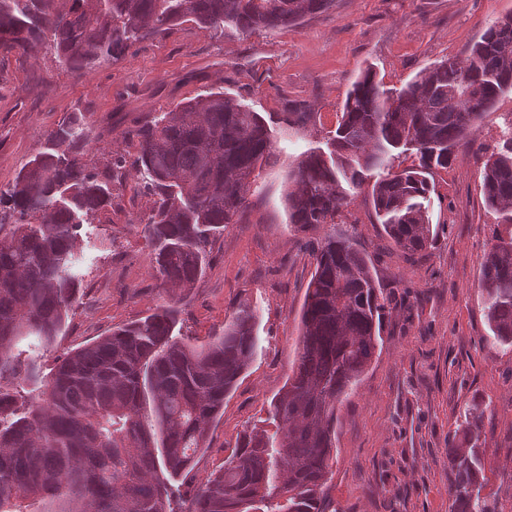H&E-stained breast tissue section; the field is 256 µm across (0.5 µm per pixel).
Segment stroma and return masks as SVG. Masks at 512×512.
Returning a JSON list of instances; mask_svg holds the SVG:
<instances>
[{
    "instance_id": "obj_1",
    "label": "stroma",
    "mask_w": 512,
    "mask_h": 512,
    "mask_svg": "<svg viewBox=\"0 0 512 512\" xmlns=\"http://www.w3.org/2000/svg\"><path fill=\"white\" fill-rule=\"evenodd\" d=\"M507 14L512 0H334L285 29H228L215 39L187 23L135 42L90 72L62 69L49 50L35 58L0 54L2 190L78 109L91 115L89 158L100 168L134 152L124 132L147 113L169 111L211 88L264 117L310 115L278 139V164L263 168L249 210L225 229L204 276L179 304L184 331L198 344L219 335L240 304L258 314L255 355L210 427L209 447L185 479L188 491L223 466L247 425L266 418L296 368L300 311L314 270L305 244L319 232L288 222V169L335 129L345 93L366 66L386 87H401L431 62L464 55ZM479 167L476 154L464 151L435 175L428 206L440 232L415 256L384 233L368 194L343 213L340 229L371 258L391 311L382 345L337 412L336 461L324 489L336 512H448V436L468 404L485 409L484 492L497 498L500 512H512V350L486 341L479 277L495 219L484 205ZM149 206L132 176L115 188L111 223L82 225L83 293L45 367L167 301L152 276L150 251L131 227Z\"/></svg>"
}]
</instances>
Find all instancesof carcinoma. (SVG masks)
Returning <instances> with one entry per match:
<instances>
[{
	"label": "carcinoma",
	"instance_id": "obj_1",
	"mask_svg": "<svg viewBox=\"0 0 512 512\" xmlns=\"http://www.w3.org/2000/svg\"><path fill=\"white\" fill-rule=\"evenodd\" d=\"M332 0H0V51L39 54L90 70L133 43L185 22L224 36L296 25ZM512 92V16L495 18L464 57L445 56L400 89L367 68L347 92L326 147L289 171L290 223L334 224L369 178L386 235L415 255L433 244L429 176L460 151L483 157L482 192L498 216L480 270L491 344L512 349V118L493 149L474 133ZM90 113L72 112L0 190V512H174L184 477L207 448L210 424L251 362L256 313L241 304L224 332L197 346L175 334L178 301L56 359L80 282L79 228L103 223L112 180L134 171L149 211L135 228L157 286L188 291L211 245L248 208L247 191L277 158L265 119L209 90L125 133L136 154L99 169L86 160ZM416 155L418 165L395 166ZM315 269L302 306L299 358L263 425L243 430L224 469L188 512H327L336 407L382 342L387 298L368 258L331 230L308 244ZM467 409L448 439L449 512H498L485 483L478 430Z\"/></svg>",
	"mask_w": 512,
	"mask_h": 512
}]
</instances>
